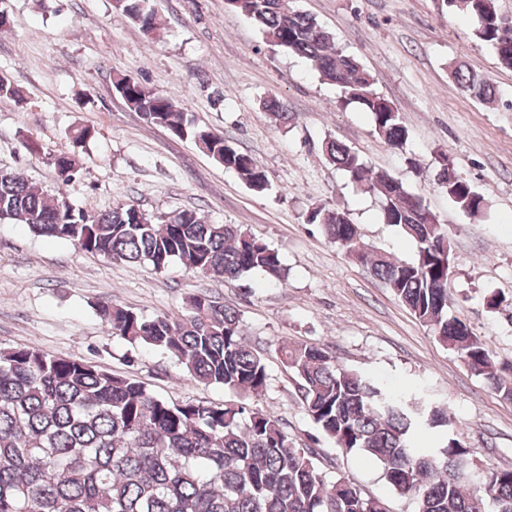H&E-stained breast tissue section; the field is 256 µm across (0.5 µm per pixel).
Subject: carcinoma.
Instances as JSON below:
<instances>
[{
    "mask_svg": "<svg viewBox=\"0 0 512 512\" xmlns=\"http://www.w3.org/2000/svg\"><path fill=\"white\" fill-rule=\"evenodd\" d=\"M444 4L472 16L476 38L512 68V19L498 12L496 0ZM113 7L147 33L156 27L149 0H113ZM228 8L252 20L268 45L307 59L323 82L341 90V105L370 114L377 134L416 166L397 109L377 92L373 74L314 17L293 0H228ZM451 76L467 95L497 100L494 84L466 64L454 65ZM113 86L150 124L205 144L204 153L250 189H268L252 155L187 121L175 98L126 76ZM261 107L280 124L294 120L274 97ZM321 149L352 183L378 197L382 222L411 239L416 254L402 260L369 249L345 210L315 208L308 222L511 402L512 363L497 361L481 337L448 315L446 228L421 196L389 172L371 170L349 146L327 138ZM438 158L435 184L467 214H483L484 195L447 154ZM54 165L63 184L82 171L74 153L57 155ZM0 223L26 224L37 236L116 262H147L160 272L178 261L204 277H286L279 252L242 224H209L194 209L150 215L134 203L90 214L62 194L48 197L17 170L0 169ZM96 309L113 334L162 350L191 380L222 385L240 400L175 403L82 359L34 345L0 350V512H382L380 500L362 495L348 479L328 477L318 454L299 447L281 419L250 406L267 391L269 374L237 310L204 294L189 296L177 316L147 318L112 301ZM280 352L320 433L343 454L373 461L414 512H512V469L483 468L478 490L465 478L467 468L479 465L474 449L455 433L447 405L343 368L317 344L284 343Z\"/></svg>",
    "mask_w": 512,
    "mask_h": 512,
    "instance_id": "cac0c4a2",
    "label": "carcinoma"
}]
</instances>
